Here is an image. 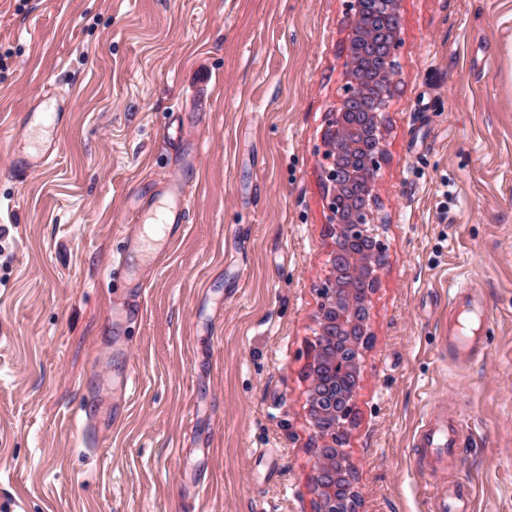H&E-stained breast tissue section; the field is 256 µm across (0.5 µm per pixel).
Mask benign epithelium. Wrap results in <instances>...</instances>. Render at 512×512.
<instances>
[{"label":"benign epithelium","mask_w":512,"mask_h":512,"mask_svg":"<svg viewBox=\"0 0 512 512\" xmlns=\"http://www.w3.org/2000/svg\"><path fill=\"white\" fill-rule=\"evenodd\" d=\"M398 5L399 0H355V43L344 61L349 78L346 96L323 136L326 154L332 158L331 168L326 171L332 232L353 244L347 253L337 248L332 251L333 272L320 291L319 335L330 340L331 351L326 376H312L309 407H318L333 419L337 406L351 403L355 397L336 374L355 376L360 372L362 344L371 334L369 297H358V279L369 280L386 266L384 244L376 239L380 224L375 203L366 193L358 195L353 185L377 169L386 154L379 113L365 101L376 96L379 86L393 87L392 71L384 61L399 43L398 29L366 30L360 27V20L364 15H396ZM315 431L323 440L314 449L316 512H361L362 499L354 479L346 473L338 474L336 458L326 452L327 447H336V436L318 427Z\"/></svg>","instance_id":"obj_1"}]
</instances>
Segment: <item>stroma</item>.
<instances>
[{
	"mask_svg": "<svg viewBox=\"0 0 512 512\" xmlns=\"http://www.w3.org/2000/svg\"><path fill=\"white\" fill-rule=\"evenodd\" d=\"M352 4L0 0V512H315L322 132ZM399 37L373 187L388 264L344 451L362 512H431L413 441L443 406L463 425L446 477L472 512H512V0H400ZM48 87L69 113L22 180L11 145ZM177 125L196 166L164 142ZM174 177L188 220L133 288L112 271L129 205ZM465 279L488 309L471 362L448 343Z\"/></svg>",
	"mask_w": 512,
	"mask_h": 512,
	"instance_id": "35a3bbf8",
	"label": "stroma"
}]
</instances>
